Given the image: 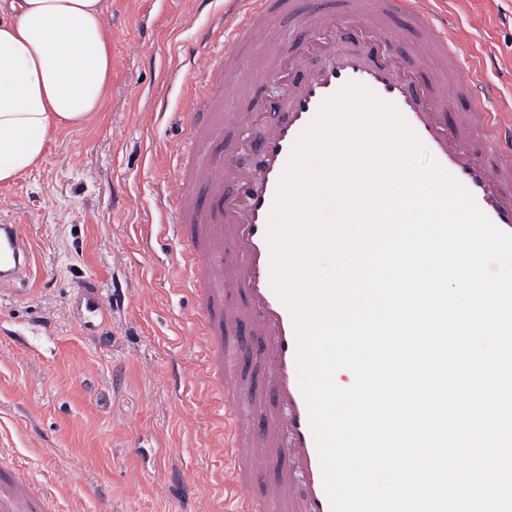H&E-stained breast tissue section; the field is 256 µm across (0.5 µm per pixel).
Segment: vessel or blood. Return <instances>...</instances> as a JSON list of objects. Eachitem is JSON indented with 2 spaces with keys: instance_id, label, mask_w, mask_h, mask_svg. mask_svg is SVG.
Instances as JSON below:
<instances>
[{
  "instance_id": "obj_1",
  "label": "vessel or blood",
  "mask_w": 512,
  "mask_h": 512,
  "mask_svg": "<svg viewBox=\"0 0 512 512\" xmlns=\"http://www.w3.org/2000/svg\"><path fill=\"white\" fill-rule=\"evenodd\" d=\"M433 0H343L342 13L323 4L305 14L298 0H224L222 41L203 31L194 47L192 81L203 98L182 115L192 133L189 148L164 181L176 244L173 278L188 274L206 338L205 373L224 418L228 512H331L296 365V333L288 308L271 286L266 240L277 186L291 149L321 103L345 83L357 82L394 104L428 152L474 196L503 232L512 234V97L485 78L480 56L460 58L459 33L437 16ZM411 19L420 33L415 51L392 52L393 14ZM277 15L309 29L292 48H279L293 78L281 97L252 95L246 112L225 114L224 85L252 31ZM355 38L359 50L340 52L339 41ZM324 53L314 71L303 58ZM453 64L454 91L436 88L443 67ZM471 109H457L459 97ZM239 134L231 156L216 151L225 128ZM34 256L21 225H0V291L13 292L33 272ZM83 333L96 335L111 308L100 283L88 279L73 290ZM275 471L254 490L267 465ZM50 495L23 472H0V512H46Z\"/></svg>"
}]
</instances>
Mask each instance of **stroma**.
Instances as JSON below:
<instances>
[{"label": "stroma", "mask_w": 512, "mask_h": 512, "mask_svg": "<svg viewBox=\"0 0 512 512\" xmlns=\"http://www.w3.org/2000/svg\"><path fill=\"white\" fill-rule=\"evenodd\" d=\"M112 78L100 112L50 131L41 161L0 183V224L22 225L33 279L0 298V465L53 486L50 512H224L221 423L201 371L199 305L171 280L173 243L142 244L164 220L162 178L187 145L188 61L213 0H103ZM461 28L460 55L483 45L488 77L512 95V0H439ZM482 27H472L474 19ZM121 281L126 308L104 338L70 317L72 288ZM44 320L28 351L4 329Z\"/></svg>", "instance_id": "35a3bbf8"}]
</instances>
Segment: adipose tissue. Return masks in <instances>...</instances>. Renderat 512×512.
<instances>
[{"instance_id":"adipose-tissue-1","label":"adipose tissue","mask_w":512,"mask_h":512,"mask_svg":"<svg viewBox=\"0 0 512 512\" xmlns=\"http://www.w3.org/2000/svg\"><path fill=\"white\" fill-rule=\"evenodd\" d=\"M111 73L102 0H0V183L41 159L49 130L100 111Z\"/></svg>"}]
</instances>
